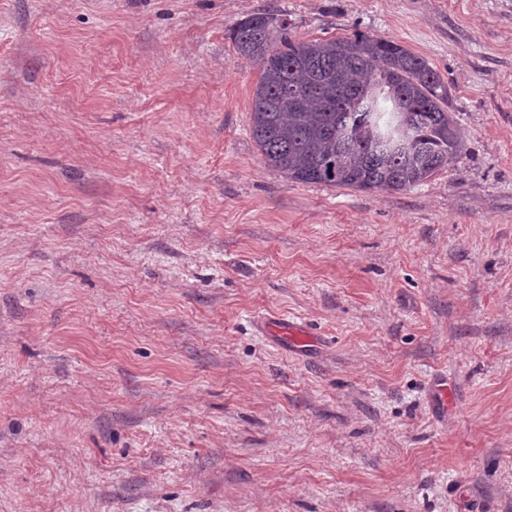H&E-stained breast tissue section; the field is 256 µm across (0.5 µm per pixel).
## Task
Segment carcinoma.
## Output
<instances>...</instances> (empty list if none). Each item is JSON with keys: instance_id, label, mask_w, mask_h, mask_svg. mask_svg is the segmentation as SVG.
Returning <instances> with one entry per match:
<instances>
[{"instance_id": "1", "label": "carcinoma", "mask_w": 512, "mask_h": 512, "mask_svg": "<svg viewBox=\"0 0 512 512\" xmlns=\"http://www.w3.org/2000/svg\"><path fill=\"white\" fill-rule=\"evenodd\" d=\"M271 9L230 38L259 65L251 131L265 166L302 184L401 192L453 163L465 135L423 57L366 33L295 41Z\"/></svg>"}]
</instances>
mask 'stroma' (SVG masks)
Masks as SVG:
<instances>
[{"instance_id": "stroma-1", "label": "stroma", "mask_w": 512, "mask_h": 512, "mask_svg": "<svg viewBox=\"0 0 512 512\" xmlns=\"http://www.w3.org/2000/svg\"><path fill=\"white\" fill-rule=\"evenodd\" d=\"M267 7L426 58L454 163L267 168ZM0 512H512V0H0ZM257 328L263 336H276L279 340L304 345L311 333L288 321L286 317H265L257 321Z\"/></svg>"}]
</instances>
